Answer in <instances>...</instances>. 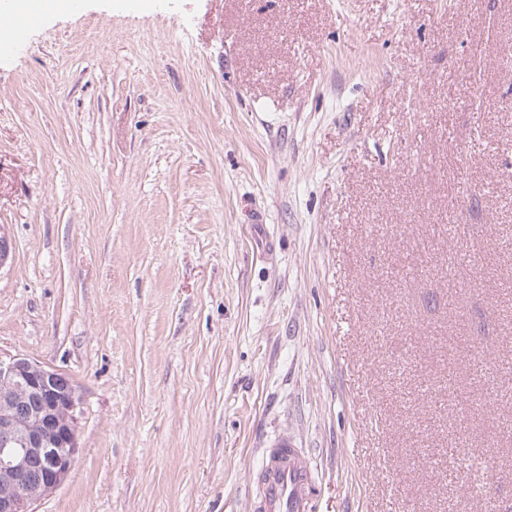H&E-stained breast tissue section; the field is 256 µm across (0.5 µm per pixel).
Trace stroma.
<instances>
[{
	"instance_id": "stroma-1",
	"label": "stroma",
	"mask_w": 512,
	"mask_h": 512,
	"mask_svg": "<svg viewBox=\"0 0 512 512\" xmlns=\"http://www.w3.org/2000/svg\"><path fill=\"white\" fill-rule=\"evenodd\" d=\"M512 0H81L0 41V356L77 386L34 512H512ZM251 512H312L314 474L305 452L288 444L264 448L253 475Z\"/></svg>"
}]
</instances>
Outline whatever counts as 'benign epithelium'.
I'll list each match as a JSON object with an SVG mask.
<instances>
[{
	"label": "benign epithelium",
	"mask_w": 512,
	"mask_h": 512,
	"mask_svg": "<svg viewBox=\"0 0 512 512\" xmlns=\"http://www.w3.org/2000/svg\"><path fill=\"white\" fill-rule=\"evenodd\" d=\"M36 399L41 410L23 413ZM80 396L63 372L26 357L0 358V512H33L67 480L78 451ZM41 461L38 478L32 460Z\"/></svg>",
	"instance_id": "1"
}]
</instances>
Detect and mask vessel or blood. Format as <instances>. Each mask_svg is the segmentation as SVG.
Returning a JSON list of instances; mask_svg holds the SVG:
<instances>
[{
    "label": "vessel or blood",
    "instance_id": "1",
    "mask_svg": "<svg viewBox=\"0 0 512 512\" xmlns=\"http://www.w3.org/2000/svg\"><path fill=\"white\" fill-rule=\"evenodd\" d=\"M40 21L37 12L9 16L13 34L20 40ZM252 483L251 512H313L314 474L303 449L281 444L264 449Z\"/></svg>",
    "mask_w": 512,
    "mask_h": 512
}]
</instances>
